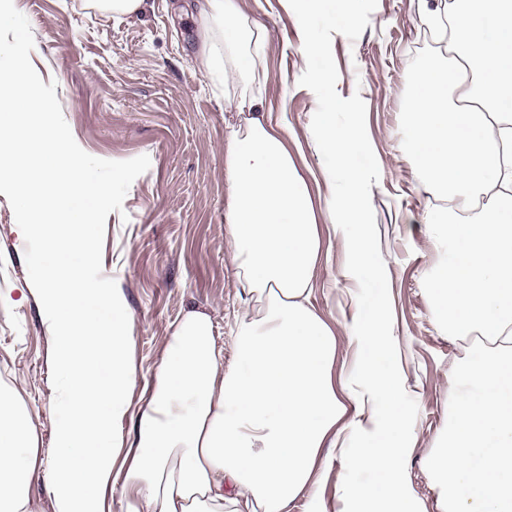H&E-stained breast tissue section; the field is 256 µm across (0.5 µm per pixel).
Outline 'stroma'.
I'll use <instances>...</instances> for the list:
<instances>
[{
    "instance_id": "obj_1",
    "label": "stroma",
    "mask_w": 512,
    "mask_h": 512,
    "mask_svg": "<svg viewBox=\"0 0 512 512\" xmlns=\"http://www.w3.org/2000/svg\"><path fill=\"white\" fill-rule=\"evenodd\" d=\"M417 0H319L311 41L324 53L305 68L297 37L278 0H241L250 26L266 31L265 110L287 120L288 149L305 175L314 203L328 195L323 167L312 150V115L324 86L318 69H335L336 93L366 139L353 160L370 198L372 226L385 279L365 282L369 299L386 297L402 353V412L418 446L407 480L426 512H437L438 488L426 456L448 423L450 379L463 356L434 322L425 271L439 262L419 210L423 177L406 156L404 115L412 75L441 47L419 21ZM22 25L32 95L53 105L56 133L84 161L103 195L87 201L96 223V263L88 278L121 289L134 318L138 378L150 379L168 337L190 310L208 313L216 349L235 361L234 324L244 309L230 259L224 210V140L241 115L224 109V87L200 61L199 24L190 0H146L135 15H116L99 0H8ZM27 217L21 202L0 193V385L15 389L32 418L45 457L59 417L51 386V346L33 292L36 272L50 257L19 233ZM327 255L316 272L311 303L328 321L341 317L348 285L335 282L344 263L342 241L322 229ZM368 471L334 463L317 503L337 512L341 484L376 481Z\"/></svg>"
}]
</instances>
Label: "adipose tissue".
I'll return each mask as SVG.
<instances>
[{
    "instance_id": "1",
    "label": "adipose tissue",
    "mask_w": 512,
    "mask_h": 512,
    "mask_svg": "<svg viewBox=\"0 0 512 512\" xmlns=\"http://www.w3.org/2000/svg\"><path fill=\"white\" fill-rule=\"evenodd\" d=\"M194 8L203 23L224 24L221 44L205 39L204 64L225 84L248 88L224 101L246 116L224 144V222L247 294L235 321L236 361H221L207 313L186 312L145 384L134 437L116 433L136 386L133 319L118 289L85 278L96 226L77 210L102 188L57 136L49 101L29 94L26 57L14 50L12 67L0 70V89L15 100L0 128V189L28 205L22 234L54 257L37 296L60 416L48 464L17 392L0 387V512H35L29 481L43 469L53 512H112L116 492L126 512H291L297 499L315 502L335 456L381 477L342 487L339 512H420L406 478L417 436L401 411L399 348L385 305L366 316L359 296L351 298L348 334L377 353L354 371L338 359L335 326L311 305L319 214L346 246L337 281L383 276L352 160L362 132L338 122L339 100L325 99L315 113V148L326 173L344 183L315 210L287 124L271 123L264 110L262 42L241 0H196ZM417 9L455 55L420 67L405 121L408 152L425 176L421 208L443 254L426 271L431 312L467 345L428 472L438 512H512V0H418ZM473 66L476 83L457 76ZM21 154L45 162L32 171L18 165ZM44 205L57 209L56 228L41 223ZM377 425L379 439L369 435Z\"/></svg>"
}]
</instances>
